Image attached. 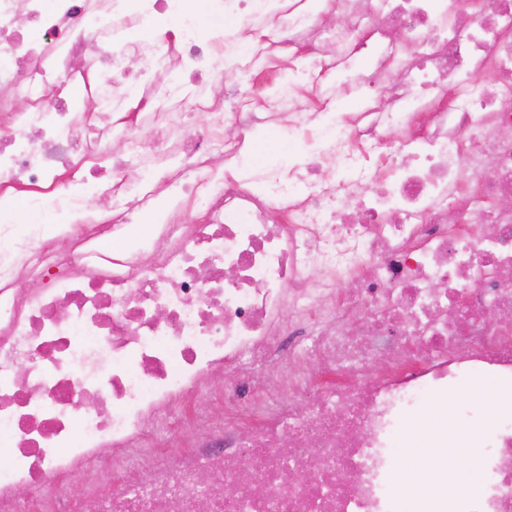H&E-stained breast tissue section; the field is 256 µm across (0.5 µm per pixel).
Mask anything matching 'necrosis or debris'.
I'll list each match as a JSON object with an SVG mask.
<instances>
[{
    "instance_id": "1",
    "label": "necrosis or debris",
    "mask_w": 512,
    "mask_h": 512,
    "mask_svg": "<svg viewBox=\"0 0 512 512\" xmlns=\"http://www.w3.org/2000/svg\"><path fill=\"white\" fill-rule=\"evenodd\" d=\"M169 2L0 0V186L47 218L0 224V512H22V489L79 512L73 476L96 512H399L419 466L394 454L407 419L478 381L495 426L454 421L481 450L455 498L512 512V0L469 16L457 0H211L235 26L131 38ZM283 58L287 80L258 96ZM222 64L240 81L219 90ZM84 73L82 103L65 90ZM134 95L147 144L102 120ZM346 96L357 113L307 109ZM190 110L210 113L203 131ZM269 125L304 170L207 175ZM78 151L111 158L112 219ZM176 156L203 178L134 238L127 196L168 187L127 167Z\"/></svg>"
}]
</instances>
